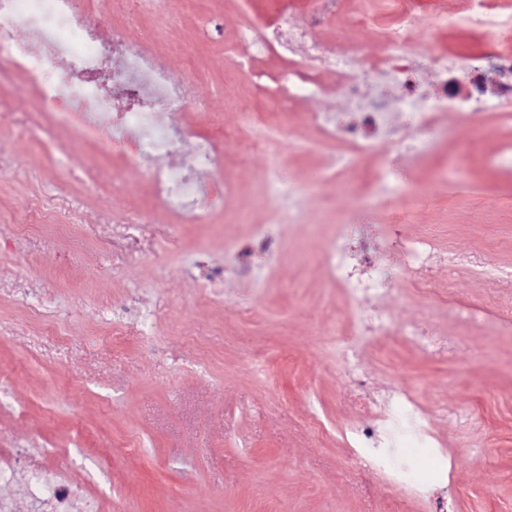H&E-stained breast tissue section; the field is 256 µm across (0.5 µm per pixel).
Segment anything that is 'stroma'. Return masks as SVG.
<instances>
[{
	"label": "stroma",
	"mask_w": 512,
	"mask_h": 512,
	"mask_svg": "<svg viewBox=\"0 0 512 512\" xmlns=\"http://www.w3.org/2000/svg\"><path fill=\"white\" fill-rule=\"evenodd\" d=\"M269 10L270 0H185L168 24L138 13L140 25L162 30L152 46L158 64L196 86L198 100L183 114L189 125L203 127L209 111L235 127L232 95L251 94L255 74L287 66V57L273 56L245 73L228 51L239 24ZM216 22L223 36L215 35ZM384 93L392 124L425 147L415 155L380 137L378 154L358 160L357 170L365 181L384 170L406 198L380 191L362 204L337 193L335 177L311 182L326 158L296 152V141L317 137L302 128L264 152H229L224 176L236 184L233 207L206 224H181L154 208L146 166L128 164L121 152L73 143L51 155L16 135L15 120L36 109L37 96L19 78L0 87L8 105L0 114V286L20 282L31 295L26 308L0 297V395L26 410L0 416V446L28 454L32 437L51 441L103 512H392L382 478L315 428L305 404L315 395L331 429L351 419L349 378L336 367L333 341L353 318L381 313L396 325L458 337L444 363L395 336L373 337L368 347L357 336L345 342L363 348L374 388L389 383L394 361L426 406L443 402L472 414L470 427L440 428L448 453L440 490L453 493L454 512H512V335L497 319L461 331L448 305L412 288L350 303L327 287L322 269L325 239L337 225L376 227L392 259L406 239L434 227L455 252L485 249L490 270L482 277L457 266L439 274L440 287L474 308L512 301V171L489 160L512 139V125L493 116L482 132L457 126L449 141L428 142L402 110L398 90ZM475 138L471 161L453 178L496 196L491 212L469 197L448 201L434 183L454 145ZM280 156L283 181L301 192L279 202L287 219L275 224L253 197ZM98 168L112 172L121 192L83 182L85 171ZM45 196L60 212L75 213V223L19 230L14 217ZM133 212L148 223H127ZM260 228L283 248L272 259L253 255V277H238L224 243ZM199 259L225 266L223 282L200 290ZM131 294L148 318L147 335L107 340L111 306ZM45 308L65 332V348L44 335L38 312ZM249 310L256 319H243ZM381 346L391 348V360L378 356Z\"/></svg>",
	"instance_id": "stroma-1"
}]
</instances>
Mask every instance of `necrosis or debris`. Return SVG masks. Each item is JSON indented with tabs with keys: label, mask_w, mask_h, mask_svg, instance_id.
<instances>
[{
	"label": "necrosis or debris",
	"mask_w": 512,
	"mask_h": 512,
	"mask_svg": "<svg viewBox=\"0 0 512 512\" xmlns=\"http://www.w3.org/2000/svg\"><path fill=\"white\" fill-rule=\"evenodd\" d=\"M278 2L272 18L243 24L233 42L236 62L242 68L273 52L288 58L275 88H257L264 112L244 106L242 126L280 136L286 128L279 115L293 112L298 121L319 130L320 146L336 144L355 157L374 155L379 133L400 144L406 140L387 113L368 101L367 86L379 77L404 89L405 105L414 109L420 129L429 138L447 135L452 119L477 131L483 130L493 112L512 123V85L491 95L482 77L486 61L498 73L512 76V25L505 20L512 13V0H462L467 27L482 32L492 50L484 58L457 50L440 51V68L457 62L470 72L471 89L461 94L443 83L423 105L415 94L410 67L417 17L409 0H393L386 17L371 13L364 0H349L345 37L336 42L322 39L319 32L335 17L340 0ZM301 11L308 22L298 26L294 17ZM369 33L382 42L380 56H368L364 50V37ZM153 39L152 32L130 23L121 31L109 29L91 9H77L75 0H0V80L22 74L35 89L44 112L43 117L16 123L17 134L40 139L54 152L62 149L58 139L62 128L79 140L125 146L128 162L150 159L147 174L156 205L183 223L205 224L218 207L232 202L229 182L215 177V170L222 168L226 151L242 150L248 144L227 132L218 119H210L202 131L182 122L181 113L194 87L189 82H172L156 64L146 49ZM106 56L112 59V80L120 87V101L114 107L108 106L98 86L100 64ZM61 59L68 63L64 77L54 67ZM331 71L339 76L335 93L355 112L354 120H341L332 112L295 110L299 100L324 92L320 77ZM71 96L77 100L73 108L67 104ZM188 140L193 143L192 164H170V157ZM405 256L402 270H394L381 257L367 229L344 224L326 248L324 275L329 285L357 303L384 294L386 286L399 278L428 294L439 272L461 263L473 267L485 263L481 254L461 256L443 249L431 228L408 240ZM359 329L365 336L395 332L435 360L447 358L456 347L448 337L426 334L416 325L396 326L382 317L360 323ZM336 364L350 375L347 396L356 413L354 419L337 425L336 442L351 452L354 461L380 474L399 498L430 503V512H453L447 497L434 492L441 476L448 473V455L437 428L448 421L467 427L470 414L444 404L425 407L397 374L384 393L375 392L359 350L341 342L336 345ZM26 498L28 512H73L79 499L84 512H101L98 500L79 498L68 471L61 468L51 482L32 478Z\"/></svg>",
	"instance_id": "1"
}]
</instances>
